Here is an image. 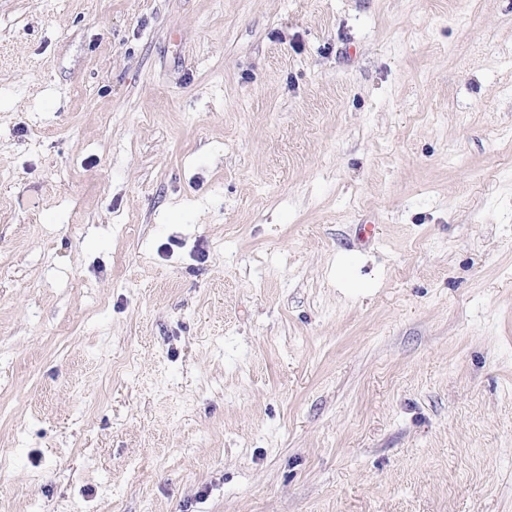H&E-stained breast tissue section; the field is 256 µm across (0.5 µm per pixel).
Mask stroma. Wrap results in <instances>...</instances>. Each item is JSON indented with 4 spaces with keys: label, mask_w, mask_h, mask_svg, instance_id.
<instances>
[{
    "label": "stroma",
    "mask_w": 512,
    "mask_h": 512,
    "mask_svg": "<svg viewBox=\"0 0 512 512\" xmlns=\"http://www.w3.org/2000/svg\"><path fill=\"white\" fill-rule=\"evenodd\" d=\"M0 512H512V0H0Z\"/></svg>",
    "instance_id": "stroma-1"
}]
</instances>
